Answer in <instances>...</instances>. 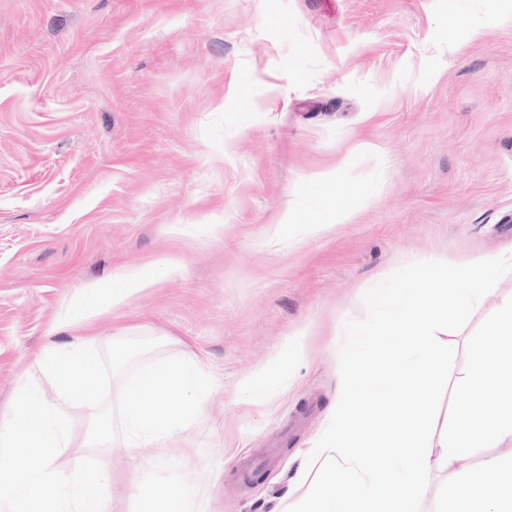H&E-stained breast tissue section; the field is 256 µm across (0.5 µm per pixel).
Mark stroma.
I'll return each instance as SVG.
<instances>
[{"instance_id": "35a3bbf8", "label": "stroma", "mask_w": 512, "mask_h": 512, "mask_svg": "<svg viewBox=\"0 0 512 512\" xmlns=\"http://www.w3.org/2000/svg\"><path fill=\"white\" fill-rule=\"evenodd\" d=\"M509 250L512 0H0V417L21 384L50 399L45 347L86 333L101 351L140 327L153 358L192 354L213 381L141 463L88 447L70 408L64 459L101 461L106 512H142V486L272 512L329 421L365 291ZM150 268L92 325L76 315ZM510 295L500 281L451 333L455 374ZM271 452L244 482L239 459ZM155 276L152 270L140 275L127 276L116 275L111 283H106L98 288H110V305L112 308L119 306L131 293L149 286L154 282Z\"/></svg>"}]
</instances>
